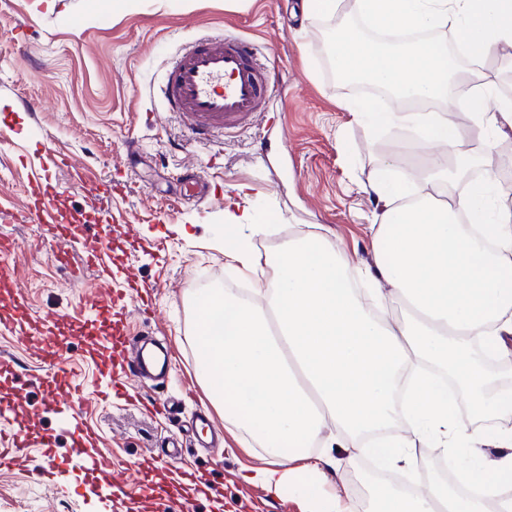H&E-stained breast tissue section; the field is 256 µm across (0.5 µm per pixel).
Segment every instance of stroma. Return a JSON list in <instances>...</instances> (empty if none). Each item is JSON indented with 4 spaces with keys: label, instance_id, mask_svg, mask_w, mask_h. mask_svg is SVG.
Returning <instances> with one entry per match:
<instances>
[{
    "label": "stroma",
    "instance_id": "stroma-1",
    "mask_svg": "<svg viewBox=\"0 0 512 512\" xmlns=\"http://www.w3.org/2000/svg\"><path fill=\"white\" fill-rule=\"evenodd\" d=\"M348 26L365 41L372 30L341 5L336 14H304L302 0H0V237L10 240V269L20 296L0 293V323L29 326L27 335L0 331V355L14 373L0 376V416L29 420L33 437L53 435L51 457L32 446L25 472L0 476V512H302L297 497L270 498L244 479L261 459L240 449L231 426L202 387L194 345L195 302L225 288L224 213L228 188L246 187L258 223L256 255L266 259L287 240L319 226L355 265L372 261L370 226L378 211L368 176L416 175L429 151L408 131L371 129L342 110L344 100L378 102L377 93L338 79L320 45ZM231 33L255 45L275 89L261 114L235 132L194 138L158 96L167 62L202 36ZM458 92L455 119L472 127L476 77L495 90L512 85V61L474 68ZM67 163L52 173V204L78 232L112 227L109 285L134 340L171 355L158 377H141L131 392L96 400L112 378L87 351L101 333L85 300L98 293L95 269L81 253L56 258L49 225L13 221L31 201L29 181L50 153ZM496 166L478 164L472 178L492 174L498 199L512 202V136L497 139ZM111 195L93 202L90 183ZM84 325L65 335L63 364L84 382L88 402L76 415L96 428L114 463L112 487L70 462V433L32 378L39 336L35 322ZM205 413L224 436V454L199 446L192 420ZM182 452L169 458L170 437ZM168 485L144 500L145 483Z\"/></svg>",
    "mask_w": 512,
    "mask_h": 512
}]
</instances>
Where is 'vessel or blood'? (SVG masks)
I'll return each instance as SVG.
<instances>
[{"label":"vessel or blood","instance_id":"obj_1","mask_svg":"<svg viewBox=\"0 0 512 512\" xmlns=\"http://www.w3.org/2000/svg\"><path fill=\"white\" fill-rule=\"evenodd\" d=\"M160 92L165 110L186 119L191 133L200 138L239 128L251 120L272 87L266 69L250 45L239 37L222 35L203 36L185 46L169 66ZM54 231L66 246L80 251L87 264H95L97 239L77 240L63 224L55 225ZM105 332L109 355L101 366L111 374L113 386H127L124 365L132 363L144 368L147 357L126 336L122 322L107 324ZM37 380L52 394H67L74 405L81 407L86 403L82 385L66 366L54 365L38 375ZM69 427L75 462L91 479H109L113 468L111 455L92 452L93 436L78 421H70ZM30 446V433L22 424H12L0 432V470L22 466Z\"/></svg>","mask_w":512,"mask_h":512}]
</instances>
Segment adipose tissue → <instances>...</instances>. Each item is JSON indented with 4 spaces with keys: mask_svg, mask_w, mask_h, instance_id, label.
<instances>
[{
    "mask_svg": "<svg viewBox=\"0 0 512 512\" xmlns=\"http://www.w3.org/2000/svg\"><path fill=\"white\" fill-rule=\"evenodd\" d=\"M353 7L378 31L433 32V39L389 49L344 29L328 44L339 75L367 78L401 98L447 100L449 51L473 62L512 59V0H353ZM344 108L373 127L411 128L432 146L422 178L367 180L381 205L371 226L374 260L362 271L373 285L370 300L321 233L288 241L260 267L251 240L261 227L237 189L241 204L228 218L233 237L224 256L251 274L250 295L227 288L198 299L199 377L239 444L266 455L249 481L276 498L300 496L304 512H355L350 497L330 485L332 447L345 448L351 463L369 452L364 435L381 433L407 468L426 445L451 453L466 425L450 408L469 398L474 413L497 421L470 439L471 461L485 463L484 449H497L495 479L465 495L444 483L414 495L374 489L369 508L512 512V388H490L485 373L490 360L512 366V208L492 204L488 180L439 202L449 155L468 156L447 109L380 117L350 102ZM390 299L404 302L401 319H388ZM400 417L405 433L385 435ZM317 444L322 453L310 456Z\"/></svg>",
    "mask_w": 512,
    "mask_h": 512,
    "instance_id": "1",
    "label": "adipose tissue"
}]
</instances>
